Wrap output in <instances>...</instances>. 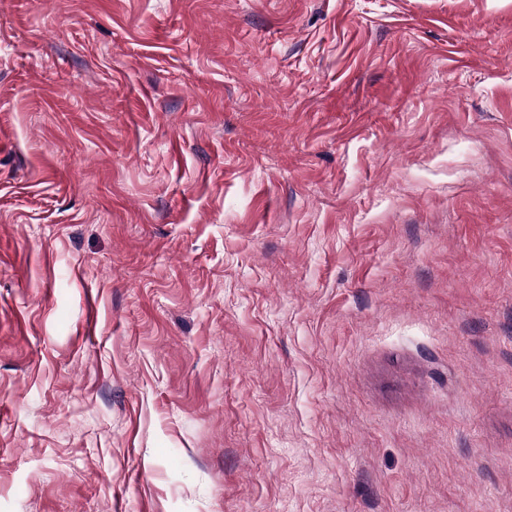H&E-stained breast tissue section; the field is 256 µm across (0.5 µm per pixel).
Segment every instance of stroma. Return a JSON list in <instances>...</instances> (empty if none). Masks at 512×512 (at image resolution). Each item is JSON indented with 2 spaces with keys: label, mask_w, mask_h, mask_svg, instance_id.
Listing matches in <instances>:
<instances>
[{
  "label": "stroma",
  "mask_w": 512,
  "mask_h": 512,
  "mask_svg": "<svg viewBox=\"0 0 512 512\" xmlns=\"http://www.w3.org/2000/svg\"><path fill=\"white\" fill-rule=\"evenodd\" d=\"M0 512H512V0H0Z\"/></svg>",
  "instance_id": "1"
}]
</instances>
